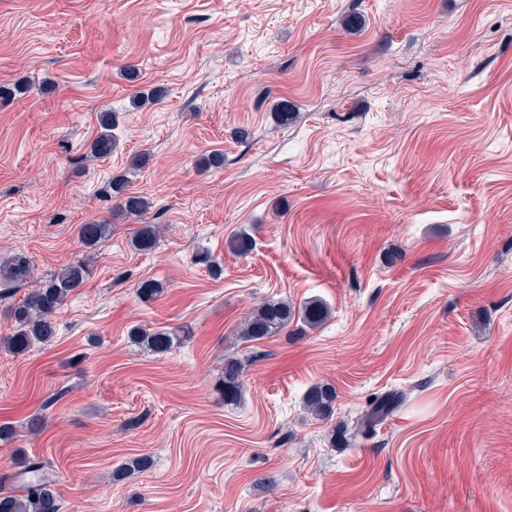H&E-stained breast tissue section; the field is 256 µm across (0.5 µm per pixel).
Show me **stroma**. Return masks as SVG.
<instances>
[{"instance_id":"stroma-1","label":"stroma","mask_w":512,"mask_h":512,"mask_svg":"<svg viewBox=\"0 0 512 512\" xmlns=\"http://www.w3.org/2000/svg\"><path fill=\"white\" fill-rule=\"evenodd\" d=\"M16 81L0 257L43 275L82 255L80 225L112 234L52 341L0 346V476L18 488L25 459L49 462L63 512H512V0H0ZM102 112L118 148L96 160ZM213 151L223 167L200 166ZM120 174L152 202L141 222L112 215ZM142 222L162 229L148 252ZM147 280L159 298L139 299ZM272 298L330 316L241 339ZM136 325L191 334L156 353ZM228 356L246 364L234 405ZM320 383L327 421L304 407ZM391 391L400 409L356 432ZM335 399V389L327 383L313 385L308 389L305 396L306 405L310 413L324 420L333 416V402Z\"/></svg>"}]
</instances>
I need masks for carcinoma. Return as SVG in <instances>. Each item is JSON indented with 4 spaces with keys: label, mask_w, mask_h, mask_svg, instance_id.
<instances>
[{
    "label": "carcinoma",
    "mask_w": 512,
    "mask_h": 512,
    "mask_svg": "<svg viewBox=\"0 0 512 512\" xmlns=\"http://www.w3.org/2000/svg\"><path fill=\"white\" fill-rule=\"evenodd\" d=\"M100 131L90 144V153L95 158L112 155L116 150L117 138L113 134L112 113L101 112L98 117ZM110 195L115 201V211L124 217L141 218L152 207L145 196L128 192L127 179L123 175L112 178L109 184ZM112 234V225L88 223L79 226L78 235L82 244L94 249ZM157 242V229L154 224H144L132 240V247L138 251H150ZM251 235L246 230L234 234L228 241L230 251L245 255L252 248ZM92 261L85 255L72 260L61 268L43 276L35 275L29 257L21 252L0 259V288H30L28 294L9 309V315L16 325L14 334L4 338L7 348L21 355L36 344H45L55 336L54 319L64 306L69 295L81 287L89 278ZM164 286L156 281H144L138 294L146 300L162 295ZM330 314L327 304L319 298H311L300 306L286 299H271L261 302L245 319L240 336L247 341H259L274 336L298 320L314 329L319 327ZM182 330H153L134 326L129 338L151 350L164 353L173 348L181 338ZM244 388V364L235 358L224 359V375L221 390L224 404L232 405L242 396ZM335 389L320 383L310 387L305 401L310 413L327 420L333 416ZM396 395L380 396L370 404L361 418V427L370 430L387 418L399 405ZM26 470L36 479L27 482L20 492L0 490V512H62L63 501L55 488V481L47 471V462L39 459L27 460Z\"/></svg>",
    "instance_id": "1"
}]
</instances>
